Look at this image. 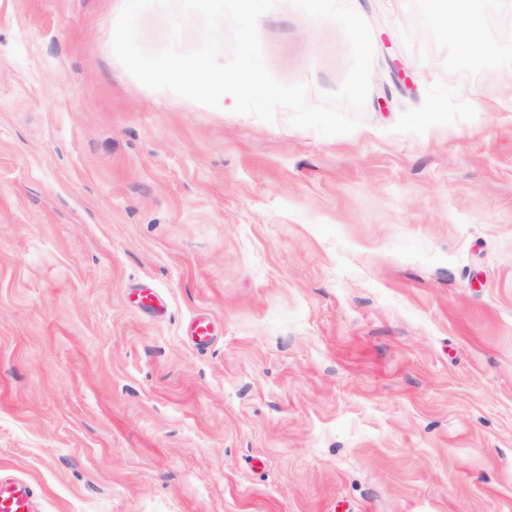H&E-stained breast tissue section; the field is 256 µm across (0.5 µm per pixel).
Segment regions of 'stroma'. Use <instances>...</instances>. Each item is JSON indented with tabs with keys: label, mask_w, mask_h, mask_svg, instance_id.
I'll return each instance as SVG.
<instances>
[{
	"label": "stroma",
	"mask_w": 512,
	"mask_h": 512,
	"mask_svg": "<svg viewBox=\"0 0 512 512\" xmlns=\"http://www.w3.org/2000/svg\"><path fill=\"white\" fill-rule=\"evenodd\" d=\"M350 3L370 92L325 136L140 83L124 0H0V469L39 512H512V0ZM257 30L341 89L337 23Z\"/></svg>",
	"instance_id": "stroma-1"
}]
</instances>
